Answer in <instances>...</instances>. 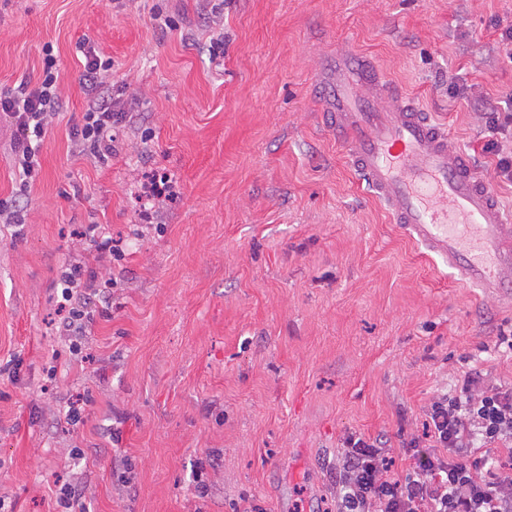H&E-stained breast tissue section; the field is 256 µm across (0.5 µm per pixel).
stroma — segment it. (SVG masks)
<instances>
[{
	"mask_svg": "<svg viewBox=\"0 0 512 512\" xmlns=\"http://www.w3.org/2000/svg\"><path fill=\"white\" fill-rule=\"evenodd\" d=\"M495 18L512 20V0H0V89L37 82L49 45L63 97L25 224L0 223V364L20 362L0 379V503L336 512L346 432L389 437L401 469L402 437L461 357L512 385V356L477 350L512 323V298L457 282L392 224L312 81L337 46L370 56L512 211L479 104L450 92L512 97ZM87 46L111 58L128 112L105 165L68 139L88 107ZM154 170L179 196L143 224L136 193ZM87 224L121 260L94 261ZM74 261L116 282L75 340L56 286ZM72 402L85 424L64 421Z\"/></svg>",
	"mask_w": 512,
	"mask_h": 512,
	"instance_id": "obj_1",
	"label": "stroma"
}]
</instances>
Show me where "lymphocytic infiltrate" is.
Returning <instances> with one entry per match:
<instances>
[{
	"instance_id": "obj_1",
	"label": "lymphocytic infiltrate",
	"mask_w": 512,
	"mask_h": 512,
	"mask_svg": "<svg viewBox=\"0 0 512 512\" xmlns=\"http://www.w3.org/2000/svg\"><path fill=\"white\" fill-rule=\"evenodd\" d=\"M84 91L90 105L69 130L75 150L107 164L119 150L116 132L125 106L107 96L111 60L95 48L84 52ZM57 59L45 49L37 83L20 82L0 92V121L10 129L14 163L22 175L17 199L0 204V222L26 220L30 185L40 173V150L62 112ZM487 137L483 153L496 158L498 179L512 182V108L483 101ZM96 278L85 263L64 266L59 281L67 311L64 333L82 335L91 319L90 290ZM423 432L404 439L409 465L393 471L383 436L348 432L336 457V512H512V387L473 368L460 385L432 398L423 409Z\"/></svg>"
}]
</instances>
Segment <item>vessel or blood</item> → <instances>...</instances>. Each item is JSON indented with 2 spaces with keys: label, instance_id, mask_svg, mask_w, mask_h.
<instances>
[{
  "label": "vessel or blood",
  "instance_id": "b4317fda",
  "mask_svg": "<svg viewBox=\"0 0 512 512\" xmlns=\"http://www.w3.org/2000/svg\"><path fill=\"white\" fill-rule=\"evenodd\" d=\"M323 110L370 192L463 283L512 284V214L447 131L386 81L376 64L337 47L318 74Z\"/></svg>",
  "mask_w": 512,
  "mask_h": 512
}]
</instances>
